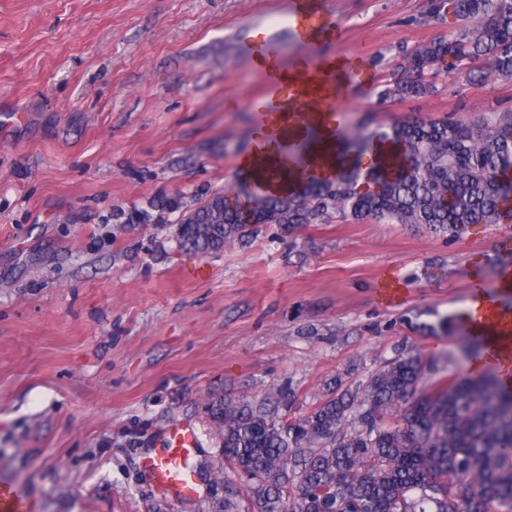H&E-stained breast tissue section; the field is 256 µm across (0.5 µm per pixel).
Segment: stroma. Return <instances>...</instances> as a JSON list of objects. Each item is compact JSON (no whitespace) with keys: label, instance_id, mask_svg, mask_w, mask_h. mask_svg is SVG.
Segmentation results:
<instances>
[{"label":"stroma","instance_id":"35a3bbf8","mask_svg":"<svg viewBox=\"0 0 512 512\" xmlns=\"http://www.w3.org/2000/svg\"><path fill=\"white\" fill-rule=\"evenodd\" d=\"M288 0H0V483L31 512H213L245 478L208 406L285 390L278 415L313 412L407 354L472 339L423 326L467 303L472 263L512 221L459 238L412 224H256L205 255L180 249L176 214L121 209L235 184L259 92L239 30ZM361 46L370 89L337 103L347 135L417 115L475 120L512 108V83L454 74L437 94L380 101L402 48L454 31L429 0H327ZM198 433L200 494L156 488L142 463L171 424ZM222 482H215L216 470Z\"/></svg>","mask_w":512,"mask_h":512}]
</instances>
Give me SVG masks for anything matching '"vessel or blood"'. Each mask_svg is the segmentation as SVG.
<instances>
[{"instance_id":"obj_1","label":"vessel or blood","mask_w":512,"mask_h":512,"mask_svg":"<svg viewBox=\"0 0 512 512\" xmlns=\"http://www.w3.org/2000/svg\"><path fill=\"white\" fill-rule=\"evenodd\" d=\"M344 27L325 0H288L285 10L252 19L246 28L248 59L262 77V90L249 101L255 141L239 172L260 193H295L314 178H328L348 164L342 147L343 121L333 101L345 90L365 84L363 48L336 56L330 46L344 38ZM304 51L289 52V39ZM368 151L381 169L397 172L402 157L391 143ZM503 260L495 280H487L482 263L468 279L466 316L472 337L482 348L472 362L499 375L512 388V244L502 243ZM197 442L192 426L176 423L167 446L146 458L143 468L159 488L182 498L196 494L188 458Z\"/></svg>"}]
</instances>
